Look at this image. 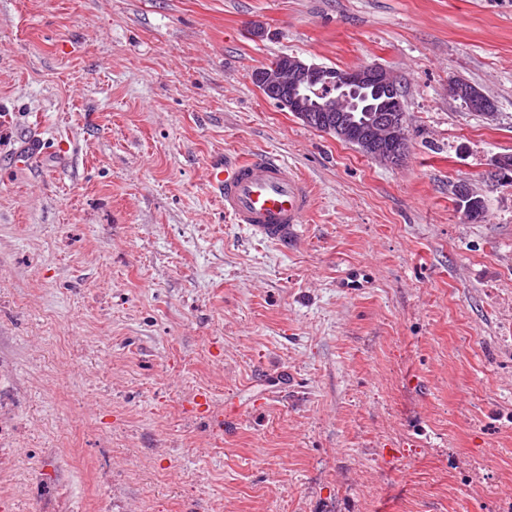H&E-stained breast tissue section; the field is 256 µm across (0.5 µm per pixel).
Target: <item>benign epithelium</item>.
<instances>
[{"label":"benign epithelium","mask_w":512,"mask_h":512,"mask_svg":"<svg viewBox=\"0 0 512 512\" xmlns=\"http://www.w3.org/2000/svg\"><path fill=\"white\" fill-rule=\"evenodd\" d=\"M263 94L317 130L343 136L360 130L358 140L367 155L388 165L403 163L408 152L406 112L399 108L376 111L360 125L350 120L356 96L381 99L395 93L397 83L378 64H365L341 73L308 63L295 55H284L253 74ZM459 207L473 221L481 199L466 188L459 190Z\"/></svg>","instance_id":"obj_1"}]
</instances>
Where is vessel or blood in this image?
<instances>
[{"instance_id":"b4317fda","label":"vessel or blood","mask_w":512,"mask_h":512,"mask_svg":"<svg viewBox=\"0 0 512 512\" xmlns=\"http://www.w3.org/2000/svg\"><path fill=\"white\" fill-rule=\"evenodd\" d=\"M208 183L233 223L273 239L294 238L296 226L306 222L314 207L308 183L287 164L266 157L213 162Z\"/></svg>"}]
</instances>
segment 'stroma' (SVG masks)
I'll use <instances>...</instances> for the list:
<instances>
[{"instance_id":"35a3bbf8","label":"stroma","mask_w":512,"mask_h":512,"mask_svg":"<svg viewBox=\"0 0 512 512\" xmlns=\"http://www.w3.org/2000/svg\"><path fill=\"white\" fill-rule=\"evenodd\" d=\"M283 54L390 70L404 162L265 97ZM254 155L293 241L208 185ZM499 155L512 0H0V512H512ZM208 183L224 199V214L267 237L291 240L314 207L308 183L285 163L251 157L209 166Z\"/></svg>"}]
</instances>
